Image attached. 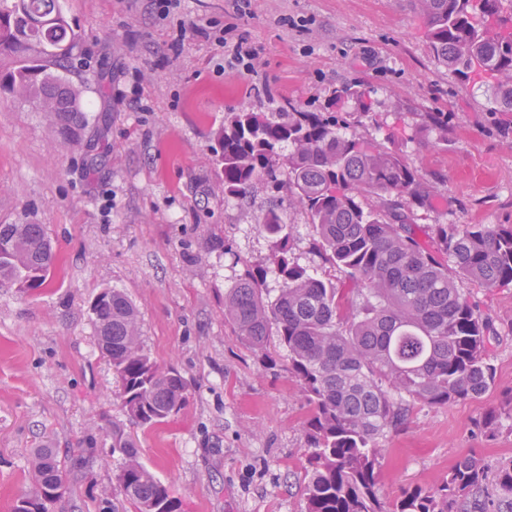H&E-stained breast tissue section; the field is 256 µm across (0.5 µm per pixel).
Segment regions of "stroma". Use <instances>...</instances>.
<instances>
[{
  "mask_svg": "<svg viewBox=\"0 0 512 512\" xmlns=\"http://www.w3.org/2000/svg\"><path fill=\"white\" fill-rule=\"evenodd\" d=\"M80 47L67 76L83 88L96 165L61 147L45 117L0 91V224L43 225L55 260L47 287H0V512L31 492L32 455L56 449L71 463L51 512H112L123 460L102 429L130 434L141 461L169 485L179 512H304L310 407L277 344L261 354L224 319V294L245 266L267 265L257 225L269 208L293 226V260L346 287L314 247L287 185L258 183L247 199L218 187L216 132L228 112H304L360 118L367 142L401 150L430 204L417 234L439 224H512V112L495 90L463 81L433 55L411 0H60ZM233 25L230 41L257 49L256 71L203 37ZM365 90L371 104L341 96ZM448 115L446 141L428 145L423 115ZM119 288L140 312L144 348L178 369L188 399L150 428L130 423L92 305ZM502 326L491 391L442 407L416 405L384 440L385 498L428 488L460 456L489 468L512 458V420L496 435L483 417L512 396V286L466 287Z\"/></svg>",
  "mask_w": 512,
  "mask_h": 512,
  "instance_id": "35a3bbf8",
  "label": "stroma"
}]
</instances>
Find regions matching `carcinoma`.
Segmentation results:
<instances>
[{
	"instance_id": "1",
	"label": "carcinoma",
	"mask_w": 512,
	"mask_h": 512,
	"mask_svg": "<svg viewBox=\"0 0 512 512\" xmlns=\"http://www.w3.org/2000/svg\"><path fill=\"white\" fill-rule=\"evenodd\" d=\"M426 21L438 61L461 79L474 76L498 89L494 112H512V24L501 0H412ZM79 36L59 0H0V56L15 66L0 88L45 114L60 144L81 146L90 123L82 90L66 76ZM428 129L448 130V113L428 112ZM334 112H301L285 100L277 112H229L216 134L220 187L245 198L260 181L286 174L291 204L304 209L316 246L342 269L352 287L295 263L286 217L275 210L257 225L272 239L278 279L274 299L266 270L249 268L224 294V320L250 348L263 352L270 336L286 351L288 372L312 407L306 422L311 475L305 512H512V460L493 479L473 454L459 457L442 481L395 501L383 499L378 472L383 440L412 405L446 406L476 399L494 385L498 329L460 287L512 284V225L440 224L435 246L420 242L413 208L430 191L402 154L373 145ZM54 252L41 224H0V286L27 290L48 280ZM97 335L131 423L148 427L180 411L187 385L157 365L140 339L139 312L118 289L92 306ZM124 463L117 489L133 512H177L170 487L139 460L125 430L103 432ZM69 461L38 448L34 495L14 512H50L62 496Z\"/></svg>"
}]
</instances>
